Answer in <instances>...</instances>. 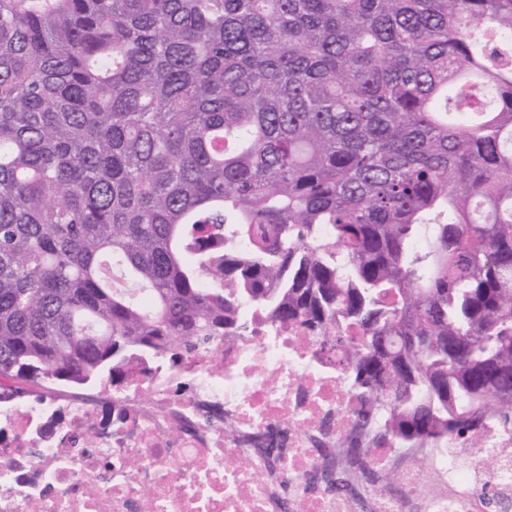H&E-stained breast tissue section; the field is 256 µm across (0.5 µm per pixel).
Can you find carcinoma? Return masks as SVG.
Wrapping results in <instances>:
<instances>
[{"instance_id": "obj_1", "label": "carcinoma", "mask_w": 512, "mask_h": 512, "mask_svg": "<svg viewBox=\"0 0 512 512\" xmlns=\"http://www.w3.org/2000/svg\"><path fill=\"white\" fill-rule=\"evenodd\" d=\"M368 442L512 424V0H0V387L248 328Z\"/></svg>"}]
</instances>
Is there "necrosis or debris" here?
I'll return each instance as SVG.
<instances>
[{
	"label": "necrosis or debris",
	"mask_w": 512,
	"mask_h": 512,
	"mask_svg": "<svg viewBox=\"0 0 512 512\" xmlns=\"http://www.w3.org/2000/svg\"><path fill=\"white\" fill-rule=\"evenodd\" d=\"M245 316L242 335L183 368L154 365L120 392L0 393V512H485L488 482L512 501V426L492 413L467 449L366 448L352 490L337 488L336 451L360 403L335 354ZM385 470L397 492L379 487Z\"/></svg>",
	"instance_id": "necrosis-or-debris-1"
}]
</instances>
